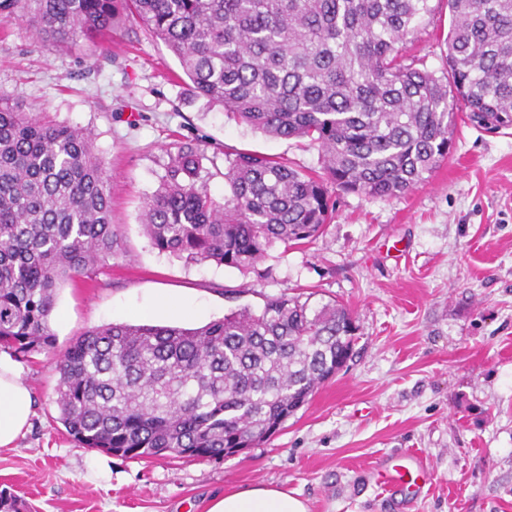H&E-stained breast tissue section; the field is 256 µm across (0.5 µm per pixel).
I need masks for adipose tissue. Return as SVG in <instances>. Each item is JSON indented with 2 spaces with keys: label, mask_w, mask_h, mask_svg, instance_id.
<instances>
[{
  "label": "adipose tissue",
  "mask_w": 512,
  "mask_h": 512,
  "mask_svg": "<svg viewBox=\"0 0 512 512\" xmlns=\"http://www.w3.org/2000/svg\"><path fill=\"white\" fill-rule=\"evenodd\" d=\"M33 396L19 365L0 355V447L11 446L29 425ZM209 512H308L306 503L269 484L225 492L214 498Z\"/></svg>",
  "instance_id": "1"
}]
</instances>
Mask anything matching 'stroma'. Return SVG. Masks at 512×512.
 Returning <instances> with one entry per match:
<instances>
[{
	"label": "stroma",
	"instance_id": "35a3bbf8",
	"mask_svg": "<svg viewBox=\"0 0 512 512\" xmlns=\"http://www.w3.org/2000/svg\"><path fill=\"white\" fill-rule=\"evenodd\" d=\"M436 5L410 46L442 66ZM167 46L135 21L110 47L40 49L31 28L0 29V96L91 131L111 174L120 252L87 286L64 282L51 348L21 362L30 425L0 448V490L34 512H206L228 489L299 492L309 512H512V127L458 117L453 150L427 181L391 199L333 192L315 242L274 247L254 271L187 264L142 232L143 203L170 153L190 144L215 198L224 157L255 152L316 171L308 140L276 139L195 96ZM337 300L359 327L345 366L269 439L220 459H124L79 446L59 420L56 363L89 329L119 322L197 327L267 298ZM164 294L185 314L154 311ZM431 480L413 500L377 473L409 454Z\"/></svg>",
	"mask_w": 512,
	"mask_h": 512
}]
</instances>
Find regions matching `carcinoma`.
I'll return each mask as SVG.
<instances>
[{
  "mask_svg": "<svg viewBox=\"0 0 512 512\" xmlns=\"http://www.w3.org/2000/svg\"><path fill=\"white\" fill-rule=\"evenodd\" d=\"M439 71L407 55L431 0H0L64 49L134 20L178 58L198 95L281 139L317 145L306 173L263 154L224 156V200L204 153L182 146L144 203L154 248L194 264L253 270L277 244H309L345 193L391 198L423 183L453 147L457 113L512 126V0H447ZM111 175L91 133L0 97V349L53 345L59 285L92 279L120 249ZM280 294L196 328L112 323L58 363L59 420L84 448L129 459L187 448L221 458L257 445L349 358L358 327L337 301ZM0 512H29L0 490Z\"/></svg>",
  "mask_w": 512,
  "mask_h": 512,
  "instance_id": "1",
  "label": "carcinoma"
}]
</instances>
